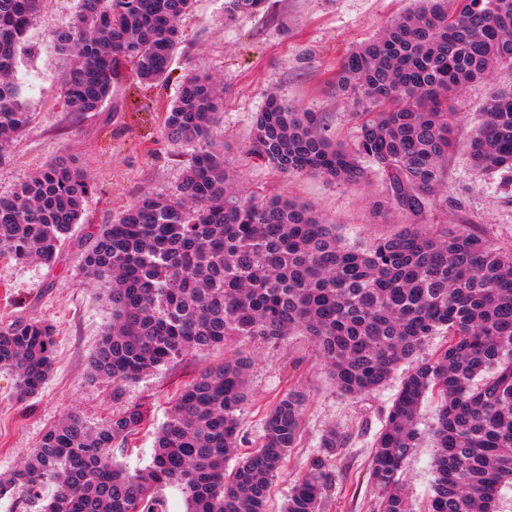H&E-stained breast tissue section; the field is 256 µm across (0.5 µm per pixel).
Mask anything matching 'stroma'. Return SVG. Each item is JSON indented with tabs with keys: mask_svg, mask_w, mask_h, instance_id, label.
<instances>
[{
	"mask_svg": "<svg viewBox=\"0 0 512 512\" xmlns=\"http://www.w3.org/2000/svg\"><path fill=\"white\" fill-rule=\"evenodd\" d=\"M224 3L194 0L179 23L181 43L168 82L144 86L133 64L122 63L102 110L83 116L69 112L57 93L67 60L52 38L70 23L76 0H45L31 28L16 78L33 121L0 159V195L60 155L72 158L90 176L95 191L55 264H21L0 257V328L18 319L41 318L56 329L53 370L37 394L18 399L15 373L0 369L2 484L63 417L76 413L94 427L133 405L141 406L148 421L112 454L129 468L145 466L155 430L175 395L226 354L222 348L193 352L120 388L90 375L91 357L112 322V311L103 286L83 279L78 271L85 237L90 227L111 223L140 193L168 195L179 184L193 149L169 145L161 126L187 73H208L224 85L223 116L213 135L245 193L294 197L339 225L352 246L387 237L407 221L400 211L382 208L390 187L376 171L354 184L308 173L283 176L247 149L254 117L272 93L293 109L321 113L328 135L352 144L360 107L337 92V67L352 48L374 39L414 8V0H267L261 12L231 20L225 17ZM510 88L512 68L501 67L457 93L453 109L460 141L468 140L491 92ZM442 193L444 203L417 217V224H461L501 249H512V173H482L461 149L448 159ZM236 347L251 361L241 452L258 446L263 419L283 395L294 392L305 399L302 432L271 482L268 512H283L293 486L317 457L325 458L332 480L320 512H375L368 480L372 445L410 364H402L380 389L346 396L307 337L249 339ZM330 430L336 431L340 445L329 453L321 439ZM434 453L431 442L422 441L405 466L402 479L412 512H424L434 480Z\"/></svg>",
	"mask_w": 512,
	"mask_h": 512,
	"instance_id": "35a3bbf8",
	"label": "stroma"
}]
</instances>
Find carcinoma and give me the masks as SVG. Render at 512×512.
<instances>
[{"label": "carcinoma", "mask_w": 512, "mask_h": 512, "mask_svg": "<svg viewBox=\"0 0 512 512\" xmlns=\"http://www.w3.org/2000/svg\"><path fill=\"white\" fill-rule=\"evenodd\" d=\"M44 0H0V157L31 121L15 81L20 46ZM194 0H78L53 35L69 67L58 93L71 112L100 111L118 63L132 58L145 84L168 78L178 21ZM384 33L352 50L336 89L363 106L355 147L326 134L315 112L271 95L255 116L249 154L282 175L306 172L357 183L368 160L389 182L387 206L410 217L443 203L439 190L457 148L452 100L499 65L512 66V0H421ZM265 0H228L227 15ZM224 88L209 75L183 81L163 122L171 145H196L176 192L143 193L115 222L89 234L83 275L107 286L112 325L92 356L91 376L118 385L194 351L239 338L310 339L341 393L382 386L413 364L375 441L369 480L378 512H409L400 482L422 439L427 394L439 408L429 431L436 453L427 512H497L512 484V250L456 225L405 224L367 248L346 245L338 226L283 196L245 195L213 139ZM478 169L512 172V90L492 92L468 145ZM93 193L85 172L58 156L0 195V255L54 261ZM448 339L430 357L427 339ZM55 330L36 318L0 328V369L16 373L20 398L53 369ZM250 361L237 352L184 385L158 427L151 460L134 472L112 458L145 424L133 406L95 427L69 415L42 435L10 485L41 512H163L162 488L185 512H265L267 492L296 446L300 395L265 415L262 443L232 473ZM54 491L44 499L42 486ZM323 459L296 483L286 512H319L330 488Z\"/></svg>", "instance_id": "carcinoma-1"}]
</instances>
